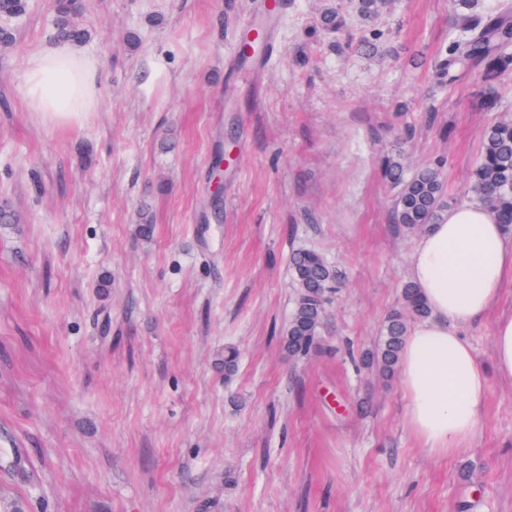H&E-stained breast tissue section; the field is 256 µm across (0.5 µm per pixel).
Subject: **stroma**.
Here are the masks:
<instances>
[{
	"mask_svg": "<svg viewBox=\"0 0 512 512\" xmlns=\"http://www.w3.org/2000/svg\"><path fill=\"white\" fill-rule=\"evenodd\" d=\"M253 2L81 0L105 91L74 128L21 98L50 0L7 24L0 512H512V381L494 374L492 342L512 284L461 329L490 372L465 454L422 448L398 376L369 361L418 240L393 220L382 158L445 159L466 200L495 118L477 109L478 70L451 88L432 79L450 0H394L371 22L351 0H284L257 74L227 60ZM330 6L342 33L318 24ZM372 33L374 50L359 48ZM228 133L236 161L217 199ZM298 249L340 285L316 347L292 357Z\"/></svg>",
	"mask_w": 512,
	"mask_h": 512,
	"instance_id": "35a3bbf8",
	"label": "stroma"
}]
</instances>
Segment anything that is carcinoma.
<instances>
[{
    "mask_svg": "<svg viewBox=\"0 0 512 512\" xmlns=\"http://www.w3.org/2000/svg\"><path fill=\"white\" fill-rule=\"evenodd\" d=\"M456 20L448 32L445 56L433 64L434 81L451 87L473 68L482 70L484 88L480 95V109L499 112L506 109L499 92L503 78L512 74V0H493L481 15L477 13L479 0H453ZM387 6V0H356L355 12L363 17L378 16ZM75 10L59 0L55 18L48 31L52 40L76 45L90 38L87 29L74 19ZM323 29L340 32L346 26L345 16L333 10L321 18ZM386 178L398 188L394 220L410 231L423 232L439 223L452 206L448 196L443 164L438 161L407 172L401 157L384 160ZM471 201L486 209L507 229H512V119H495L486 125L482 134L481 150L468 174ZM290 269L298 299L283 346L290 356H304L315 347L325 317L329 294L338 287V278L323 256L311 249L292 253ZM429 310L415 284L408 282L402 290L401 308L386 318L381 341L372 361L386 376L394 373L410 320L425 318Z\"/></svg>",
    "mask_w": 512,
    "mask_h": 512,
    "instance_id": "1",
    "label": "carcinoma"
}]
</instances>
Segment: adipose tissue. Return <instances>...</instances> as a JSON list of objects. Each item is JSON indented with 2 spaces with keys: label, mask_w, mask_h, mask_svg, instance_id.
<instances>
[{
  "label": "adipose tissue",
  "mask_w": 512,
  "mask_h": 512,
  "mask_svg": "<svg viewBox=\"0 0 512 512\" xmlns=\"http://www.w3.org/2000/svg\"><path fill=\"white\" fill-rule=\"evenodd\" d=\"M103 87L96 63L52 41L28 57L21 94L44 123L67 127L81 123ZM407 273L430 310L400 353L407 422L424 448L456 456L471 447L489 393L487 372L458 328L481 319L512 281V231L478 204L461 203L419 238Z\"/></svg>",
  "instance_id": "1"
}]
</instances>
